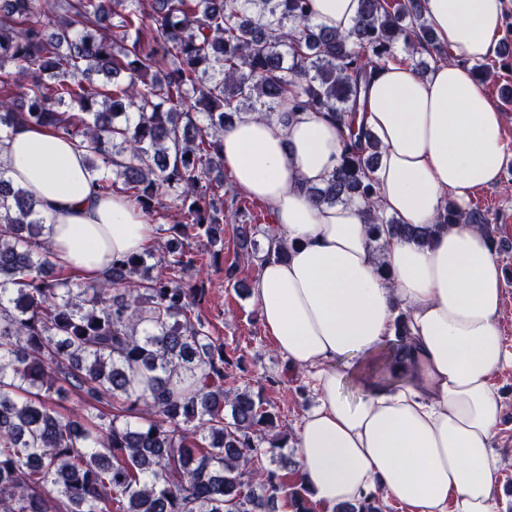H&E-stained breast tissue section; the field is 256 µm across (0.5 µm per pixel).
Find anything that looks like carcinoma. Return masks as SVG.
Instances as JSON below:
<instances>
[{
	"mask_svg": "<svg viewBox=\"0 0 512 512\" xmlns=\"http://www.w3.org/2000/svg\"><path fill=\"white\" fill-rule=\"evenodd\" d=\"M112 19L104 26L100 0H0V71L26 79L19 95L0 87V146L18 126L47 128L102 174L99 196L149 215L166 193L183 220L164 229L156 264L150 250L112 256L93 284L49 275L52 218L0 159V512H314L296 462L277 452L278 414L226 388L231 362L199 313L208 266L191 241L224 255V129L285 104L348 130L313 202L362 199L378 251L432 239L435 226L380 212L382 146L355 124L397 43L433 45L422 0H359L346 36L315 24L310 0H112ZM460 220L488 230L448 202L443 223ZM257 232L234 228L248 258ZM264 236L262 261L284 257L272 226ZM402 350L377 355L379 380ZM69 391L80 406L64 415L56 398ZM95 402L112 416H85ZM336 512L382 508L371 496Z\"/></svg>",
	"mask_w": 512,
	"mask_h": 512,
	"instance_id": "1",
	"label": "carcinoma"
}]
</instances>
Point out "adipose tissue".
<instances>
[{
  "label": "adipose tissue",
  "instance_id": "adipose-tissue-1",
  "mask_svg": "<svg viewBox=\"0 0 512 512\" xmlns=\"http://www.w3.org/2000/svg\"><path fill=\"white\" fill-rule=\"evenodd\" d=\"M315 23L348 33L359 0H310ZM424 19L450 61L419 74L411 61L378 68L357 118L379 139L373 173L384 214L435 224L446 201L468 208L475 190L499 184L508 152L504 116L471 63L495 55L503 0H424ZM348 131L324 114L258 118L224 131V167L265 203L283 259L261 266L254 297L264 328L292 369L318 393L296 438L298 476L326 512L381 493L412 512H492L502 459L491 444L503 413L492 374L512 362L499 328L504 276L481 228L451 224L426 245L371 246L365 205H318ZM0 156L13 181L55 216L54 260L91 281L114 254L153 247L155 225L121 196L101 198L81 154L31 126L14 129ZM406 319L407 354L395 381L366 382L358 401L341 392L337 361L369 357Z\"/></svg>",
  "mask_w": 512,
  "mask_h": 512
}]
</instances>
